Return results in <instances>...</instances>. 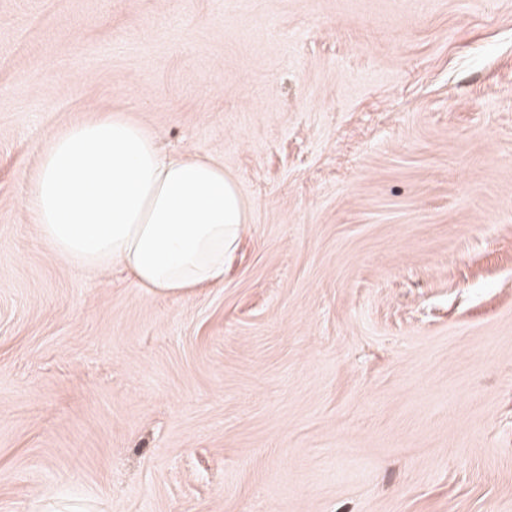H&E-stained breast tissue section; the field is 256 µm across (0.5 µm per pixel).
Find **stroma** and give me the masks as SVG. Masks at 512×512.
I'll list each match as a JSON object with an SVG mask.
<instances>
[{"label": "stroma", "mask_w": 512, "mask_h": 512, "mask_svg": "<svg viewBox=\"0 0 512 512\" xmlns=\"http://www.w3.org/2000/svg\"><path fill=\"white\" fill-rule=\"evenodd\" d=\"M94 112L223 165V284L52 257ZM0 512H512V0H0Z\"/></svg>", "instance_id": "35a3bbf8"}]
</instances>
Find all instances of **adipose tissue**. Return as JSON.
I'll return each mask as SVG.
<instances>
[{"label": "adipose tissue", "mask_w": 512, "mask_h": 512, "mask_svg": "<svg viewBox=\"0 0 512 512\" xmlns=\"http://www.w3.org/2000/svg\"><path fill=\"white\" fill-rule=\"evenodd\" d=\"M28 184L26 206L56 259L123 266L151 291L222 282L248 222L222 165L165 157L145 128L109 112L55 134Z\"/></svg>", "instance_id": "ef3b65f1"}]
</instances>
